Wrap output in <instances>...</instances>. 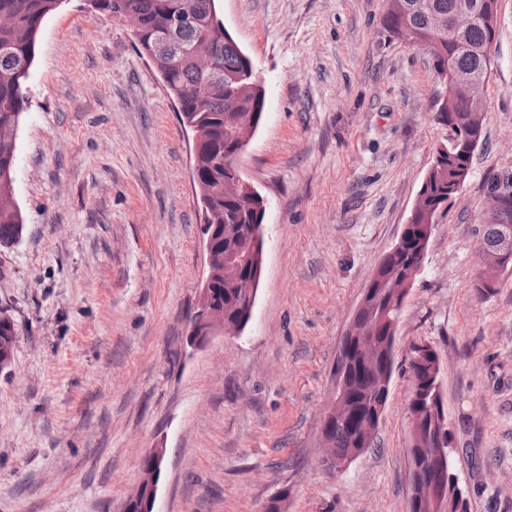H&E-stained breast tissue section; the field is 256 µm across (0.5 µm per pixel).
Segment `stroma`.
Wrapping results in <instances>:
<instances>
[{
    "mask_svg": "<svg viewBox=\"0 0 512 512\" xmlns=\"http://www.w3.org/2000/svg\"><path fill=\"white\" fill-rule=\"evenodd\" d=\"M266 91L240 158L267 202L253 317L186 336L202 278L192 138L121 19L65 0L42 24L17 133L22 240L0 247V512H121L166 450L158 512H408L413 345L434 347L469 512H512V270L474 283L484 182L512 170V0H499L483 138L401 315L375 445L321 463L339 347L438 141L431 57L387 0H221Z\"/></svg>",
    "mask_w": 512,
    "mask_h": 512,
    "instance_id": "stroma-1",
    "label": "stroma"
}]
</instances>
